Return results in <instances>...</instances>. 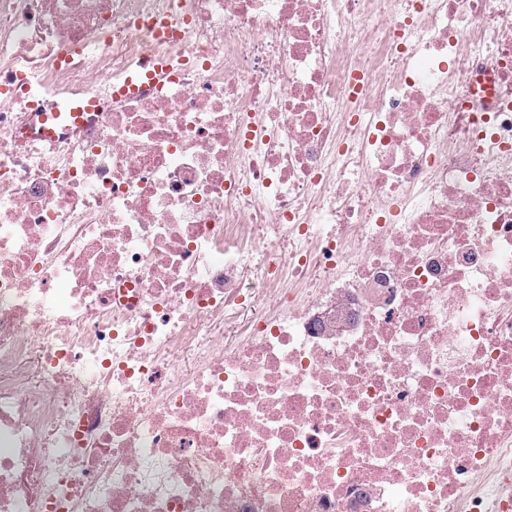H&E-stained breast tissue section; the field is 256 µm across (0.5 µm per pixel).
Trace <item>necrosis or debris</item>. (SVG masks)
<instances>
[{
    "label": "necrosis or debris",
    "instance_id": "obj_1",
    "mask_svg": "<svg viewBox=\"0 0 512 512\" xmlns=\"http://www.w3.org/2000/svg\"><path fill=\"white\" fill-rule=\"evenodd\" d=\"M0 512H512V0H0Z\"/></svg>",
    "mask_w": 512,
    "mask_h": 512
}]
</instances>
